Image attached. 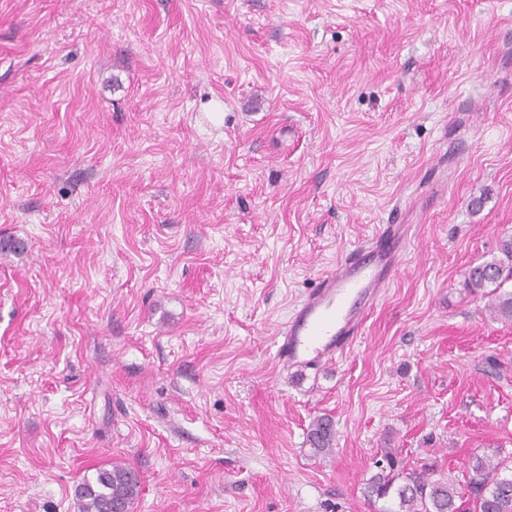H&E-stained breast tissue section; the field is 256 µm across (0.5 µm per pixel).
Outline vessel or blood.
<instances>
[{
    "instance_id": "b4317fda",
    "label": "vessel or blood",
    "mask_w": 512,
    "mask_h": 512,
    "mask_svg": "<svg viewBox=\"0 0 512 512\" xmlns=\"http://www.w3.org/2000/svg\"><path fill=\"white\" fill-rule=\"evenodd\" d=\"M405 245L404 227L388 225L370 246L355 248L321 277L279 332L276 358L282 368L303 372L342 356L382 297Z\"/></svg>"
}]
</instances>
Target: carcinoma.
<instances>
[{
	"label": "carcinoma",
	"instance_id": "1",
	"mask_svg": "<svg viewBox=\"0 0 512 512\" xmlns=\"http://www.w3.org/2000/svg\"><path fill=\"white\" fill-rule=\"evenodd\" d=\"M499 255L467 272L466 286L476 293L493 285L494 301L490 312L506 320L512 319V291L496 293L501 284L512 279V236L501 240ZM307 443L313 456H328L336 445V430L332 419L323 415L309 425ZM502 449L488 448L469 461L467 477L459 481L443 475L433 464L420 469L405 464L399 466L396 457L387 452V467L372 475L364 487L370 502L394 497L398 510L384 508L380 512H464L462 504L470 505L469 512H512V473ZM140 477L132 467L114 463L100 469L94 478H85L76 488L81 512H131L139 495Z\"/></svg>",
	"mask_w": 512,
	"mask_h": 512
}]
</instances>
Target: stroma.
Returning <instances> with one entry per match:
<instances>
[{
  "instance_id": "stroma-1",
  "label": "stroma",
  "mask_w": 512,
  "mask_h": 512,
  "mask_svg": "<svg viewBox=\"0 0 512 512\" xmlns=\"http://www.w3.org/2000/svg\"><path fill=\"white\" fill-rule=\"evenodd\" d=\"M389 224L348 351L283 370ZM509 236L512 0H0V512L115 462L132 512H377L381 449L512 453V321L466 286ZM405 245L404 226L389 224L370 246L349 252L306 292L277 337L283 369L304 372L345 353L382 297ZM307 443L313 457L332 455L336 445V430L332 419L323 415L309 425Z\"/></svg>"
}]
</instances>
